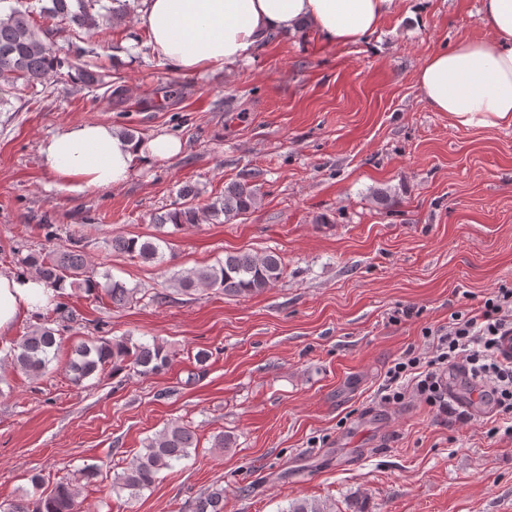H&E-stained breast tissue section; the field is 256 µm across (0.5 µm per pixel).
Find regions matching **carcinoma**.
I'll return each mask as SVG.
<instances>
[{"instance_id":"carcinoma-1","label":"carcinoma","mask_w":512,"mask_h":512,"mask_svg":"<svg viewBox=\"0 0 512 512\" xmlns=\"http://www.w3.org/2000/svg\"><path fill=\"white\" fill-rule=\"evenodd\" d=\"M121 4L114 8L101 4V0H18L9 12L0 14V76L21 79L28 84L42 82L48 75L62 71H75L81 86L90 89L99 86L98 75L88 69L74 66L73 59L82 57L86 50L61 53L56 48L54 29L38 28L33 17L40 15L70 27L91 30L101 20L114 19L127 14L128 0H111ZM260 188L248 173L224 188V195L200 207L195 203L194 191L186 186L179 189L180 202L172 209L151 218L158 231L147 239L139 236H115L109 241L114 251L124 253L146 263L166 265L175 257L167 239L170 225L179 230L206 221L224 224L253 211L259 203ZM69 245L52 248L39 255L21 259L26 272L35 275L46 286L55 289L80 288L93 295L99 288H106V295L114 308H123L137 300V295H147L145 288H129L114 279L110 272L90 267L86 248L88 242L81 236L67 235ZM285 265L280 256L269 253L256 255L233 252L224 255L216 264L183 269L173 275V285L181 293L201 288H217L230 298L259 295L281 280ZM105 283H100V280ZM53 328L43 324L11 344L4 359L14 369L32 377L44 375L56 359L61 340L59 329L73 319V314L63 305L54 309ZM172 355L163 343L135 342L128 336L112 339L95 337L76 344L65 363V371L72 383L80 386L83 381L112 365L118 372L127 367L140 375L159 374L170 366ZM198 448L195 431L180 422L165 424L162 430L147 439L143 450L129 460L126 467L112 478V491L126 493L129 500H137L151 488L158 475L190 458ZM80 490L72 483H58L41 491L36 498H19L0 503V512H80ZM192 512H224V486L216 484L195 499ZM282 512H335L328 501L301 500L288 504Z\"/></svg>"}]
</instances>
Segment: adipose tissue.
Returning a JSON list of instances; mask_svg holds the SVG:
<instances>
[{"label": "adipose tissue", "mask_w": 512, "mask_h": 512, "mask_svg": "<svg viewBox=\"0 0 512 512\" xmlns=\"http://www.w3.org/2000/svg\"><path fill=\"white\" fill-rule=\"evenodd\" d=\"M139 24L158 56L193 74L247 57L269 34L310 26L327 41L356 44L374 33L394 0H144ZM491 33L431 54L416 83L432 111L468 128L512 126V0H482ZM160 134L129 140L111 124L68 125L42 147L46 167L69 190L116 189L136 162L179 153ZM55 297L34 276L0 272V337Z\"/></svg>", "instance_id": "ef3b65f1"}]
</instances>
